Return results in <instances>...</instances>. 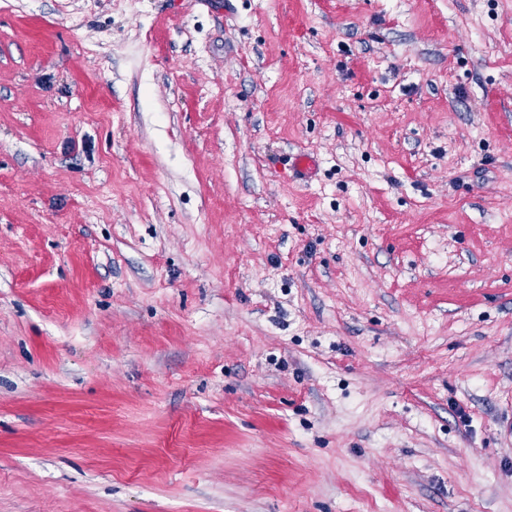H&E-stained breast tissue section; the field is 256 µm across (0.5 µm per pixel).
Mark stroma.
<instances>
[{
	"label": "stroma",
	"instance_id": "stroma-1",
	"mask_svg": "<svg viewBox=\"0 0 512 512\" xmlns=\"http://www.w3.org/2000/svg\"><path fill=\"white\" fill-rule=\"evenodd\" d=\"M0 512H512V0H0Z\"/></svg>",
	"mask_w": 512,
	"mask_h": 512
}]
</instances>
